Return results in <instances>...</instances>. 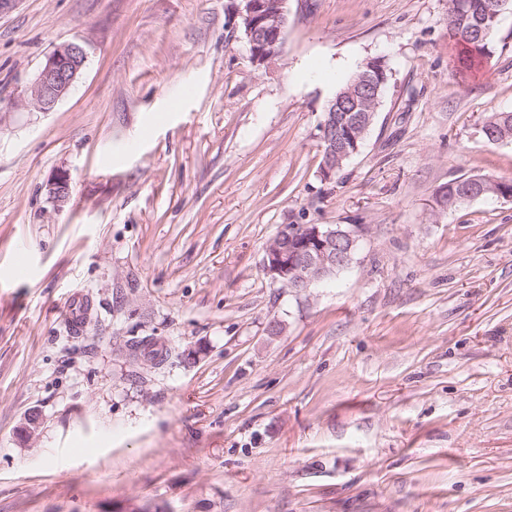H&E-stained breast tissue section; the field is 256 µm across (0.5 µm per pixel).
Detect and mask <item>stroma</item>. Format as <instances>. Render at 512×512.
<instances>
[{
	"label": "stroma",
	"mask_w": 512,
	"mask_h": 512,
	"mask_svg": "<svg viewBox=\"0 0 512 512\" xmlns=\"http://www.w3.org/2000/svg\"><path fill=\"white\" fill-rule=\"evenodd\" d=\"M239 6H0V512H512V199L436 203L512 181L477 133L512 112V8L464 70L448 0H288L259 69ZM71 41L89 63L40 111ZM377 57L374 125L324 179L325 106ZM284 224L365 231L298 292L262 268ZM88 54L75 42L54 47L30 87V99L43 112H49L66 97L86 68ZM45 187L48 199L57 209L62 208L70 200L71 178L67 171L56 172L47 180ZM477 176H479V175H472V176L462 175L457 178H454L448 182V189L451 188L450 185L452 183L460 182V181L462 183H465L470 178L477 177ZM481 177H483V176H481ZM499 183L500 182L495 181L493 179L483 177L480 179H476L475 185H459L458 191L455 190V187L457 185H452V192L454 195H457V192H459V195H461L462 197L470 196L474 192L479 191V194L494 193V195L502 197V198H511L512 196H510V194H507L506 197H503V195L501 194L500 190L497 187ZM448 189L446 190V192H448V197L446 196V199L443 201V209L452 210L453 208L462 204L461 202L465 201V200L456 199L454 197V195L452 194V192Z\"/></svg>",
	"instance_id": "obj_1"
}]
</instances>
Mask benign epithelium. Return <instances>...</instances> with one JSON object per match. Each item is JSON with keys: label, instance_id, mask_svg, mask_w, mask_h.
Returning a JSON list of instances; mask_svg holds the SVG:
<instances>
[{"label": "benign epithelium", "instance_id": "obj_1", "mask_svg": "<svg viewBox=\"0 0 512 512\" xmlns=\"http://www.w3.org/2000/svg\"><path fill=\"white\" fill-rule=\"evenodd\" d=\"M243 31L249 45L251 63L267 67L280 53L288 26V0H240ZM88 54L75 42L54 47L30 87V99L49 112L66 97L86 68ZM376 62L366 67L355 86L329 100L331 110L323 112L320 140L323 160L321 174L329 180L343 160L358 154L365 143L380 86L372 75ZM48 199L56 208L71 196L70 174L61 170L46 182ZM459 195L475 192L501 195L498 182L480 178L474 185H461ZM359 240V227L352 224H284L264 248L262 267L274 281L303 291L312 284L351 264Z\"/></svg>", "mask_w": 512, "mask_h": 512}]
</instances>
